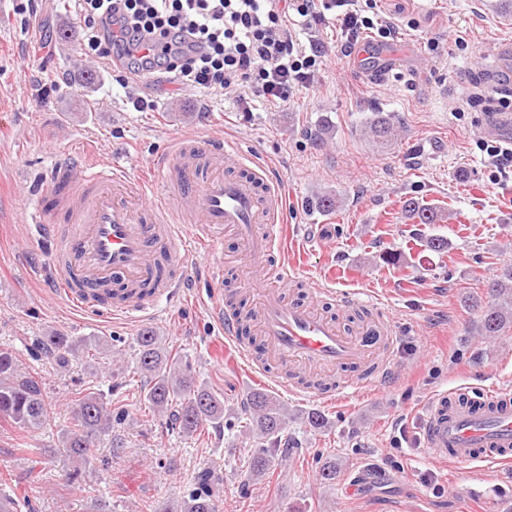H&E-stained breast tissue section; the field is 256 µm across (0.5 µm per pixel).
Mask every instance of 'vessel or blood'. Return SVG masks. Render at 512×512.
<instances>
[{
    "instance_id": "vessel-or-blood-1",
    "label": "vessel or blood",
    "mask_w": 512,
    "mask_h": 512,
    "mask_svg": "<svg viewBox=\"0 0 512 512\" xmlns=\"http://www.w3.org/2000/svg\"><path fill=\"white\" fill-rule=\"evenodd\" d=\"M153 179L134 180L120 162L72 161L55 167L45 204L30 215L44 240L60 242L56 277L82 313L146 319L160 302L177 303L185 285L190 241L234 237L247 256L229 265L252 299L236 313L221 276L210 280L207 306L214 326L239 360L298 397L334 399L344 391L382 386L396 378L399 329L394 314L376 304L377 316L356 332L321 313L364 305L360 294L310 284V301L288 299L299 281L288 243V203L267 169L246 162L236 148L215 138H183L173 153L155 161ZM145 199L150 220L135 215ZM428 454L449 465L512 462V391L478 390L462 399L441 392L429 402L421 429Z\"/></svg>"
}]
</instances>
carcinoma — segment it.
Listing matches in <instances>:
<instances>
[{
	"label": "carcinoma",
	"mask_w": 512,
	"mask_h": 512,
	"mask_svg": "<svg viewBox=\"0 0 512 512\" xmlns=\"http://www.w3.org/2000/svg\"><path fill=\"white\" fill-rule=\"evenodd\" d=\"M371 133L382 139L392 136L390 118L378 112L370 122ZM402 210L416 224H433L438 218L436 207L414 198L403 201ZM491 299L480 307L476 334L493 339L512 328V264L500 269L489 284ZM43 349L63 365L69 357L90 349L101 355L109 353V344L91 337L75 338L52 333L41 342ZM138 352L134 373L149 380L144 397L154 415L166 419V428L191 436L209 426L224 423V400L206 384L196 381L188 362L169 353L152 332L137 339ZM51 407L44 397L42 383L20 370L17 357L0 350V418L18 429L32 431L50 416ZM125 418L114 411L103 394L87 392L74 401V425L65 431L50 455L71 465L69 479L77 481L94 469L100 458L97 440L112 432ZM242 431L254 438L248 478H259L281 462L278 443L288 427V412L272 395L255 390L247 397L238 419ZM218 475L208 468L195 477L194 488L177 504L163 503L152 512H216L214 485Z\"/></svg>",
	"instance_id": "obj_1"
}]
</instances>
